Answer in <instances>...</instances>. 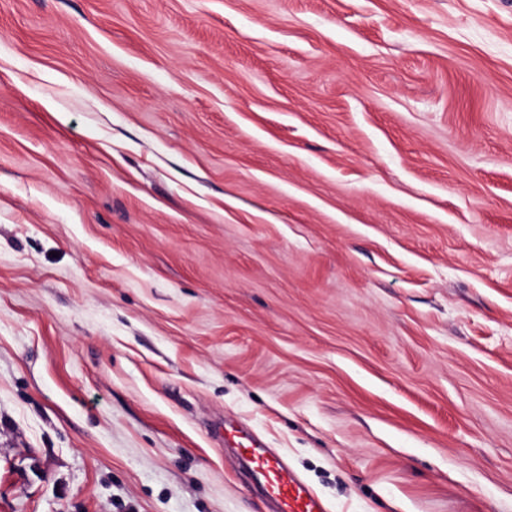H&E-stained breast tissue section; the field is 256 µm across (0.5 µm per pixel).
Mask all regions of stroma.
Masks as SVG:
<instances>
[{
    "label": "stroma",
    "instance_id": "stroma-1",
    "mask_svg": "<svg viewBox=\"0 0 512 512\" xmlns=\"http://www.w3.org/2000/svg\"><path fill=\"white\" fill-rule=\"evenodd\" d=\"M512 512V0H0V512ZM224 440L235 444L250 464L256 484L276 504L273 512H329L323 500L274 449L235 426H224Z\"/></svg>",
    "mask_w": 512,
    "mask_h": 512
}]
</instances>
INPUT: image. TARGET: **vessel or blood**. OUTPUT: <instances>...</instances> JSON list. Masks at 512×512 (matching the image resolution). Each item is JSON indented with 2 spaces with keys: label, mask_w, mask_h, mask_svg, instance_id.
Masks as SVG:
<instances>
[{
  "label": "vessel or blood",
  "mask_w": 512,
  "mask_h": 512,
  "mask_svg": "<svg viewBox=\"0 0 512 512\" xmlns=\"http://www.w3.org/2000/svg\"><path fill=\"white\" fill-rule=\"evenodd\" d=\"M224 440L235 444L250 464L256 484L275 502L274 512H328L323 500L274 449L235 426L225 427Z\"/></svg>",
  "instance_id": "obj_1"
}]
</instances>
